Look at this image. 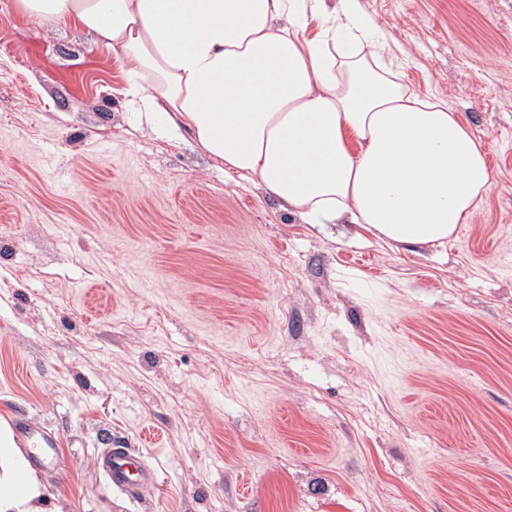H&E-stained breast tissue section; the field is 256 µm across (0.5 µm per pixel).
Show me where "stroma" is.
I'll return each instance as SVG.
<instances>
[{
    "mask_svg": "<svg viewBox=\"0 0 512 512\" xmlns=\"http://www.w3.org/2000/svg\"><path fill=\"white\" fill-rule=\"evenodd\" d=\"M359 7L487 146L444 246L303 223L0 0V416L60 441L45 512H512V0ZM99 465L112 488L134 499L142 494L153 478L151 469L130 448H106Z\"/></svg>",
    "mask_w": 512,
    "mask_h": 512,
    "instance_id": "obj_1",
    "label": "stroma"
}]
</instances>
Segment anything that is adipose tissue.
<instances>
[{
    "label": "adipose tissue",
    "mask_w": 512,
    "mask_h": 512,
    "mask_svg": "<svg viewBox=\"0 0 512 512\" xmlns=\"http://www.w3.org/2000/svg\"><path fill=\"white\" fill-rule=\"evenodd\" d=\"M12 6L92 33L119 61L141 118L169 140L192 139L304 223L343 221L388 243L436 247L494 185L482 138L386 66L379 27L357 0ZM47 496L0 418V512H44Z\"/></svg>",
    "instance_id": "ef3b65f1"
}]
</instances>
